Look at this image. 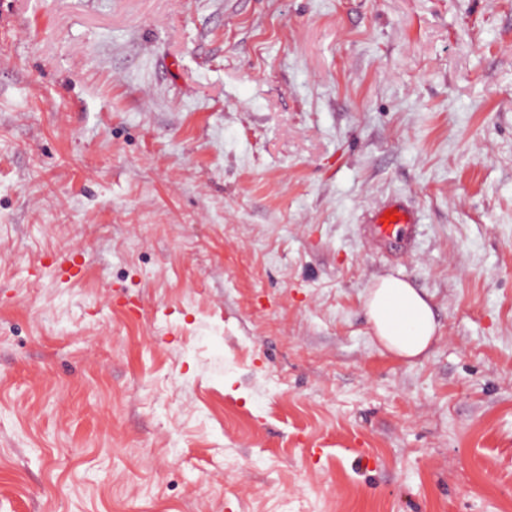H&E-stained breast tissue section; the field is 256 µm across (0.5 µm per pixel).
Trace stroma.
Wrapping results in <instances>:
<instances>
[{"label":"stroma","mask_w":512,"mask_h":512,"mask_svg":"<svg viewBox=\"0 0 512 512\" xmlns=\"http://www.w3.org/2000/svg\"><path fill=\"white\" fill-rule=\"evenodd\" d=\"M0 512H512V0H0ZM396 216V221L386 218ZM413 214L401 203H393L378 211L367 228L368 240L376 249L407 251L416 232ZM364 307L381 348L412 363L428 353L438 324L430 300L409 282L387 275L366 290Z\"/></svg>","instance_id":"35a3bbf8"}]
</instances>
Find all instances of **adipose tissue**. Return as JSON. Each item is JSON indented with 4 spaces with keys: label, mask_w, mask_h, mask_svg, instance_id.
Listing matches in <instances>:
<instances>
[{
    "label": "adipose tissue",
    "mask_w": 512,
    "mask_h": 512,
    "mask_svg": "<svg viewBox=\"0 0 512 512\" xmlns=\"http://www.w3.org/2000/svg\"><path fill=\"white\" fill-rule=\"evenodd\" d=\"M364 307L381 348L412 363L425 357L437 339L430 300L406 280L387 275L366 290Z\"/></svg>",
    "instance_id": "adipose-tissue-1"
}]
</instances>
